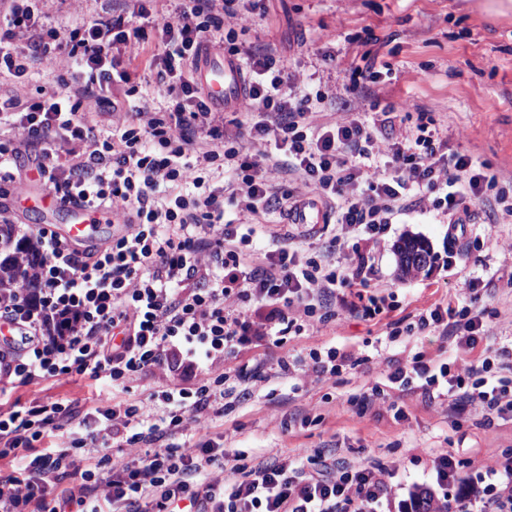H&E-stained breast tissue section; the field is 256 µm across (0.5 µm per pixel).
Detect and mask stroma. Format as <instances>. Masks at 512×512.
Returning a JSON list of instances; mask_svg holds the SVG:
<instances>
[{
  "label": "stroma",
  "instance_id": "stroma-1",
  "mask_svg": "<svg viewBox=\"0 0 512 512\" xmlns=\"http://www.w3.org/2000/svg\"><path fill=\"white\" fill-rule=\"evenodd\" d=\"M481 2L252 0L253 25L236 37L257 47L275 44L282 59L317 73L330 95L320 121L367 116L376 101L402 104L407 125H415L422 112L453 124L450 151L474 155L492 172L512 176V13H488ZM366 50L380 75L368 83L365 97L356 99L345 91L347 68L355 52ZM407 235L426 240L436 257L429 273L413 279L396 272L394 245ZM493 236L512 237V224L466 225L465 249L452 256L443 217L434 212L398 216L376 254L377 273L368 286L370 294L392 298L393 310L373 319L349 316L334 328L314 326L282 349H257L271 359L333 346L362 358V365L342 367L330 379L300 375L296 392L287 379L271 375L253 385L251 396L223 422L203 417L200 426L223 435L226 459L242 453L252 464L289 461L317 449L331 461H383L394 467L396 480L410 484L429 480L430 451L457 447L472 471L484 470L512 450V418L457 428L415 394L404 397L406 416L400 420L385 405L360 413L346 399L384 381L393 361L418 351L434 356L448 351L435 335L387 341L386 325L447 304L461 283L501 268L504 256L490 245ZM473 296L477 306L497 313L492 338L480 339L479 348L512 343V287L496 281L475 288ZM328 394L333 402H325ZM306 414L318 417V424L298 427Z\"/></svg>",
  "mask_w": 512,
  "mask_h": 512
}]
</instances>
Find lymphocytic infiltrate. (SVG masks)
I'll return each instance as SVG.
<instances>
[{"instance_id":"f902f5d3","label":"lymphocytic infiltrate","mask_w":512,"mask_h":512,"mask_svg":"<svg viewBox=\"0 0 512 512\" xmlns=\"http://www.w3.org/2000/svg\"><path fill=\"white\" fill-rule=\"evenodd\" d=\"M156 2L125 0L126 10L106 9L62 33L45 24L40 0H8L0 71L25 79L35 61L56 54L72 66L56 90L0 95V179L17 178L15 132L23 130L45 145L37 170L54 194L95 208L122 202L120 217L137 230L83 252L39 230L34 287L0 300V324L13 330L0 335V394L73 377L124 394L107 407L67 397L0 407V461L10 463L0 469V512H449L452 502L456 512H512V452L473 474L458 450H438L429 483L403 493L378 460L336 466L317 451L251 465L240 454L228 466L222 444L196 426L200 414L223 418L225 396L261 379L265 360L239 362L242 351L283 347L347 314L381 313L364 292L371 253L356 252L340 269L326 253L351 237L377 244L410 211H440L456 225L492 202L511 218L512 177L449 152L434 118L397 126L392 104L368 122H318L329 95L313 89V75L225 36V20H249L235 0H179L170 12ZM209 46L235 58L246 80L233 134L192 75ZM141 68L154 82H140ZM148 97L151 112L141 105ZM91 99L123 113L122 122L107 132L89 125ZM245 135L255 153L244 152ZM69 141L83 151L60 157L58 144ZM273 170L292 177L282 199L324 206L326 253L299 245L250 252V225L276 208ZM229 205L237 221L225 220ZM492 329L487 309L461 297L392 325V342L438 333L453 360L416 352L349 404L363 410L398 389L445 405L457 427L468 414L489 424L512 413V378L492 370L512 352L469 356ZM147 378L157 386L127 398L131 382ZM188 442L196 456L183 454ZM131 444L148 447L139 461L116 454ZM226 469L230 477L220 478Z\"/></svg>"}]
</instances>
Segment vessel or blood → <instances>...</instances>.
<instances>
[{
    "instance_id": "vessel-or-blood-1",
    "label": "vessel or blood",
    "mask_w": 512,
    "mask_h": 512,
    "mask_svg": "<svg viewBox=\"0 0 512 512\" xmlns=\"http://www.w3.org/2000/svg\"><path fill=\"white\" fill-rule=\"evenodd\" d=\"M194 78L207 93L212 105L220 110L238 109L241 105L244 78L238 62L224 54L222 49L210 47L201 55L194 70ZM70 222L64 238L71 244L94 243L98 225L116 224L120 218L108 208H88L68 204Z\"/></svg>"
}]
</instances>
